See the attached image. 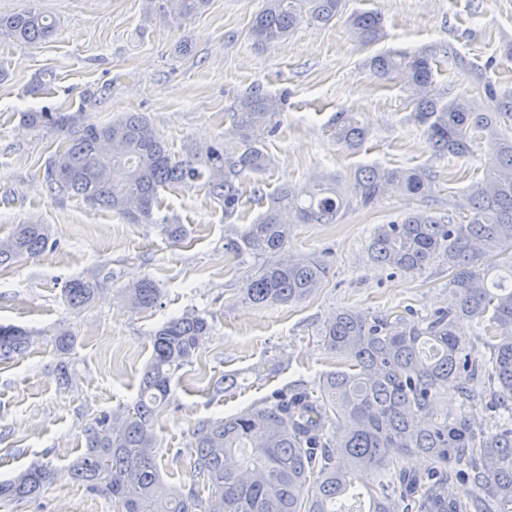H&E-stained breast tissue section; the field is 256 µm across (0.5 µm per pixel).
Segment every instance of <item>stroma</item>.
<instances>
[{
  "label": "stroma",
  "instance_id": "stroma-1",
  "mask_svg": "<svg viewBox=\"0 0 512 512\" xmlns=\"http://www.w3.org/2000/svg\"><path fill=\"white\" fill-rule=\"evenodd\" d=\"M346 12L371 10L384 21L383 37L361 45L344 21L299 26L283 43L256 47L252 16L264 0H210L191 20L165 22L166 0H0V12L31 6L56 17L47 42L0 39V239L13 225L43 224L52 248L0 267V324L29 330L21 355L0 360V480L30 463L47 461L55 481L38 499L0 512H119L111 500L73 482L64 467L83 452V430L104 412L133 405L152 354L151 334L171 316L198 313L212 329L191 363L174 376L154 420L157 462L165 484L189 483L192 430L295 384L317 386L341 361L320 332L338 311L400 315L422 320L455 304L448 266L437 261L413 273L374 264L367 245L377 225L429 206L461 220L471 184L484 173L479 155H434L413 118L403 81H383L367 66L377 52L432 56L434 89L469 94L491 81L512 90V0H345ZM38 94H30L32 85ZM286 94L278 131L265 140L271 166L245 193L232 220L203 187L161 191L156 223L132 224L82 200L52 194L45 179L50 156L64 145L49 128L22 125L19 115L46 109L82 112L104 123L123 112L144 113L174 152L229 145L226 112L252 86ZM357 113L368 129L359 149L338 144L331 117ZM367 165L430 166L436 191L428 203L395 190L368 210L349 209L337 224H296L290 252L321 257L327 274L308 299L288 305L249 302L243 286L252 268L224 249V240L253 223L268 196L283 185L302 186L327 174L351 183ZM184 224L173 244L162 221ZM150 278L160 306L132 309L118 290ZM99 280L88 307L74 310L62 297L66 281ZM75 338L66 359L71 379L61 383L53 334ZM229 372L242 373L236 392L216 391Z\"/></svg>",
  "mask_w": 512,
  "mask_h": 512
}]
</instances>
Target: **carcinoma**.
<instances>
[{"instance_id":"obj_1","label":"carcinoma","mask_w":512,"mask_h":512,"mask_svg":"<svg viewBox=\"0 0 512 512\" xmlns=\"http://www.w3.org/2000/svg\"><path fill=\"white\" fill-rule=\"evenodd\" d=\"M209 0H168L162 18L183 22ZM343 13V0H265L249 29L258 46L284 42L302 23L326 25ZM346 23L361 43L381 36L382 19L355 12ZM56 20L27 8L0 14V37L19 43L49 40ZM369 67L380 79L398 78L414 95V117L439 155L465 157L483 150L484 176L466 196V220L455 224L424 207L380 224L368 245L371 260L391 270L420 271L441 260L457 296L453 310L416 324L397 315L341 310L321 331L325 347L345 367L326 373L318 388L280 393L261 405L195 425L192 476L208 485L202 498L194 487H173L156 463L153 419L175 373L189 363L211 326L198 314L168 319L152 334V357L135 405L103 414L84 428L86 452L67 466L75 481L120 504L121 512H343L339 501L361 493L365 512H512V92L485 82V98H444L433 92V63L426 54L380 53ZM285 97L257 87L237 99L229 134L234 144L206 150L189 144L177 156L141 113L127 112L106 123L83 113L24 112L33 128H50L66 145L49 160L45 176L56 195L77 196L134 224H154V207L165 188L202 186L237 214L245 179L265 172L271 157L264 135L273 132ZM336 141L354 148L366 129L353 112L333 119ZM398 187L425 202L435 189L427 167L357 172L350 192L321 175L305 187L284 186L269 198L257 220L224 249L258 260L244 284L256 304L302 301L321 287L324 264L288 252L293 224H337L351 204L367 208ZM42 224H17L0 240V266L40 255L48 242ZM97 280L75 278L65 285L70 308L91 303ZM134 308H151L160 289L141 279L121 289ZM462 319L481 324L488 354H472L457 330ZM31 333L0 324V358L22 353ZM458 383L467 407L483 402L501 411L494 433L476 429L467 413L448 418V380ZM338 430L342 440L334 442ZM426 456L429 465L409 469L403 458ZM54 476L35 463L0 481V503L39 497ZM467 482L461 499L455 486Z\"/></svg>"}]
</instances>
